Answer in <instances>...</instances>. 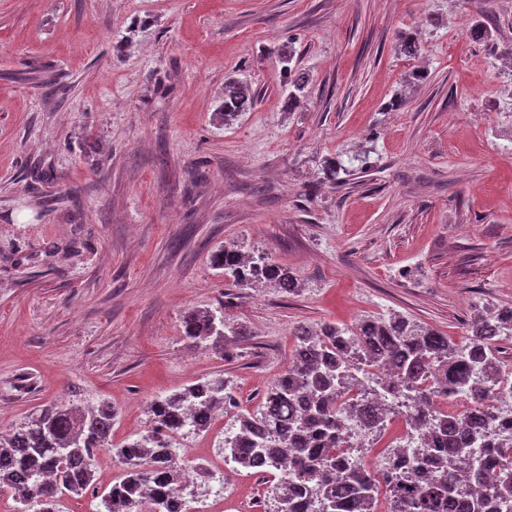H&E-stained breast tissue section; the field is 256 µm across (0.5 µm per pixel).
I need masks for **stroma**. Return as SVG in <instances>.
Masks as SVG:
<instances>
[{"label":"stroma","mask_w":512,"mask_h":512,"mask_svg":"<svg viewBox=\"0 0 512 512\" xmlns=\"http://www.w3.org/2000/svg\"><path fill=\"white\" fill-rule=\"evenodd\" d=\"M479 19L497 43L471 39ZM511 44L512 0H0V432L104 402L118 445L152 399L219 375L254 408L303 322L396 313L464 344L478 310L512 306ZM229 76L258 99L226 122ZM232 243L299 292L234 287L210 259ZM195 309L238 337L189 345ZM229 420L194 441L212 477L192 512H264L273 481L224 466ZM120 473L99 449L62 512H102ZM292 60L293 58L289 54H284L279 59V62L281 63L280 74L283 78L287 79L288 88L291 89L288 92L289 107L299 103V94L303 92L308 83V80L304 74L295 71L290 66Z\"/></svg>","instance_id":"1"}]
</instances>
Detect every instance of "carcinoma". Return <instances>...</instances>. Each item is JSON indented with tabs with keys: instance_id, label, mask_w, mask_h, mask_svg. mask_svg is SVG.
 I'll list each match as a JSON object with an SVG mask.
<instances>
[{
	"instance_id": "carcinoma-1",
	"label": "carcinoma",
	"mask_w": 512,
	"mask_h": 512,
	"mask_svg": "<svg viewBox=\"0 0 512 512\" xmlns=\"http://www.w3.org/2000/svg\"><path fill=\"white\" fill-rule=\"evenodd\" d=\"M418 33H404L400 50L415 56L421 50ZM280 74L288 82V105L299 103L307 86L295 71L291 55H283ZM257 98L251 86L237 78L224 80L221 115L232 118L251 109ZM254 256L235 246L212 254V264L224 271L236 287H251L261 276L280 292L293 295L298 281L287 267L265 256V268L248 267ZM183 337L197 347L224 350V342L239 331L210 310H197L183 320ZM512 336V307H501L475 321L469 341L457 346L434 329H425L400 317L361 318L350 327L325 324L314 333L295 329L296 349L288 368L263 393L252 410L233 415L238 436L230 445L244 468L260 471L263 462H275L265 475L277 478L272 490L273 509L266 512H376L380 481L387 483V512H483L474 485L480 469L469 479L467 449L458 441L461 424L481 437L483 427L496 416L453 417L434 407L449 394L470 384L479 386L475 402L491 398L512 380L502 376L497 341ZM361 352L373 364L389 367L394 389L401 393L395 414L412 411V418L427 423L438 447L423 449L436 473L423 485L400 464L378 474L362 465V458L347 465L336 456V433L347 423H358L367 434L381 432L390 416L361 398L342 402L340 386L347 385L348 355ZM238 407L222 378L196 381L153 399L148 408L146 433L112 449L122 477L102 495L106 512H164L172 494L182 488L184 468L175 464L171 433L190 425L208 428L219 411ZM116 412L108 404L84 409L70 403L42 407L0 436V489H9L19 504L17 512H59L61 500L79 495L94 480L95 450L112 445ZM483 466L498 469L495 496L504 507L512 503V439L486 450Z\"/></svg>"
}]
</instances>
